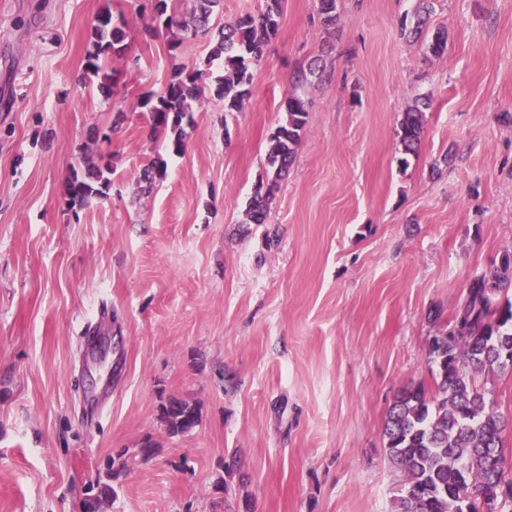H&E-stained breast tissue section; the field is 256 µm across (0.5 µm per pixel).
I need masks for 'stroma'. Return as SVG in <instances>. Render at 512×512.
<instances>
[{"label":"stroma","instance_id":"stroma-1","mask_svg":"<svg viewBox=\"0 0 512 512\" xmlns=\"http://www.w3.org/2000/svg\"><path fill=\"white\" fill-rule=\"evenodd\" d=\"M137 3L0 0V512H83L104 482L103 512H394L393 398L432 386L430 337L512 251V0H438L439 57L400 34L416 0H340L329 40L317 0H283L243 110L197 107L147 196L166 136L142 96L223 64L208 34L169 48ZM106 9L130 23L108 95L84 76ZM319 54L294 164L247 223L290 77ZM90 160L106 195L70 207ZM170 396L199 408L193 432H168ZM425 112L416 104L408 107L399 122V138L405 155H416L424 134ZM167 164L158 154L157 158L152 160L144 167L137 179V188L140 195H149L156 184V181L163 179L166 175Z\"/></svg>","mask_w":512,"mask_h":512}]
</instances>
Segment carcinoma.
<instances>
[{"instance_id":"carcinoma-1","label":"carcinoma","mask_w":512,"mask_h":512,"mask_svg":"<svg viewBox=\"0 0 512 512\" xmlns=\"http://www.w3.org/2000/svg\"><path fill=\"white\" fill-rule=\"evenodd\" d=\"M192 2L189 17L175 20L168 15L167 0H154L153 19H165L172 48L190 36L210 31L214 8L221 0ZM264 2L259 15L245 14L223 25L212 48L211 55L223 60L224 74L215 80L211 92L224 102L226 112L242 110L251 95L252 68L279 30L282 0ZM433 9L432 0H418L414 25L404 23L402 31L413 37L422 35ZM317 15L324 34L332 37L340 20L338 0H317ZM128 29L129 22L123 17L114 21L109 10L97 16L93 48L85 65L88 78L99 76L101 59L125 54ZM447 49L448 33L438 28L425 50L441 56ZM324 70L322 59L317 57L292 76V91L284 101L286 120L270 136L267 170L254 187L246 213L250 224L266 223L274 193L296 157L308 113V101L298 90ZM206 88L203 71L188 72L182 67L172 73L163 91L143 96L141 107L148 112L151 128L166 134L168 153L184 152V126L191 124L195 106L206 97ZM424 126L425 112L419 105L403 112L399 138L404 154H417ZM166 171L162 157L152 160L137 179L139 194L149 195ZM109 183L101 168L92 163L69 181V201L84 206L103 195ZM509 286L512 252L507 251L499 264L472 279L450 328L429 342L427 359L435 366L431 370L434 392L419 386L394 398L383 437L389 461L403 473L395 512H484L486 504L493 505L495 512H512V495H501L504 486L512 490V478L508 477L512 464L503 451L505 421L479 382L482 375L512 372V361L504 359V353L512 354V300L505 297ZM161 417L174 434H188L200 423L195 406L174 398L162 405Z\"/></svg>"}]
</instances>
